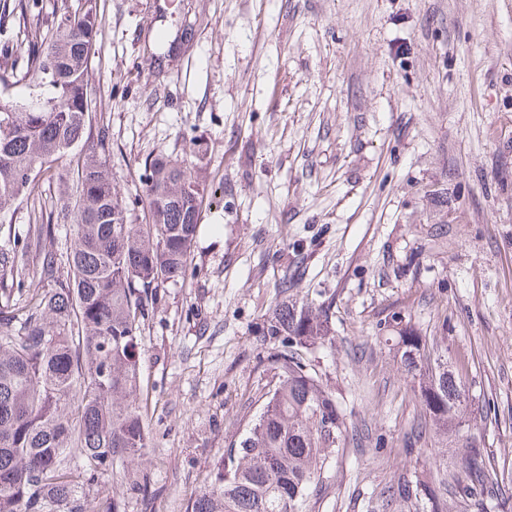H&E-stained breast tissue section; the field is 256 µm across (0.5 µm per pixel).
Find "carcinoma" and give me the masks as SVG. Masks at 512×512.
Segmentation results:
<instances>
[{
  "label": "carcinoma",
  "instance_id": "carcinoma-1",
  "mask_svg": "<svg viewBox=\"0 0 512 512\" xmlns=\"http://www.w3.org/2000/svg\"><path fill=\"white\" fill-rule=\"evenodd\" d=\"M71 25L53 21L27 51L26 75L47 80L50 96L31 105H0V211L34 192L36 177L68 162L76 200L63 213L73 226L70 274L58 275L55 225L28 229L22 255L0 257V512H98L85 488L112 476L116 460L149 447L141 405V321L149 290L184 273L197 236L203 193L185 160L161 154L149 164L147 211L128 213L103 160L105 132L91 139L87 65L101 19L84 0ZM323 308L286 300L266 322L281 349L270 355L278 384L239 442L215 465L214 480L186 512H304L327 457L345 448L346 427L335 396L305 358L329 336ZM395 346L417 384L425 416L447 433L465 421L469 393L462 378L423 363V337L399 331ZM81 462H71V449ZM467 480L455 491L480 497L490 473L476 441L455 440ZM391 501L418 497L398 478Z\"/></svg>",
  "mask_w": 512,
  "mask_h": 512
}]
</instances>
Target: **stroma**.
Here are the masks:
<instances>
[{"instance_id": "35a3bbf8", "label": "stroma", "mask_w": 512, "mask_h": 512, "mask_svg": "<svg viewBox=\"0 0 512 512\" xmlns=\"http://www.w3.org/2000/svg\"><path fill=\"white\" fill-rule=\"evenodd\" d=\"M26 2L25 29L0 30V70L78 5ZM94 4L89 124L108 133L116 191L142 215L146 161L184 154L204 203L185 274L140 326L151 446L91 496L185 512L277 383L263 328L286 299L327 309L308 359L347 428L305 512H430L386 487L465 477L397 363L396 323L462 376L497 473L483 500L445 491L444 512H512V0ZM38 180L65 272L67 201ZM30 216L27 198L0 212V251L24 246Z\"/></svg>"}]
</instances>
